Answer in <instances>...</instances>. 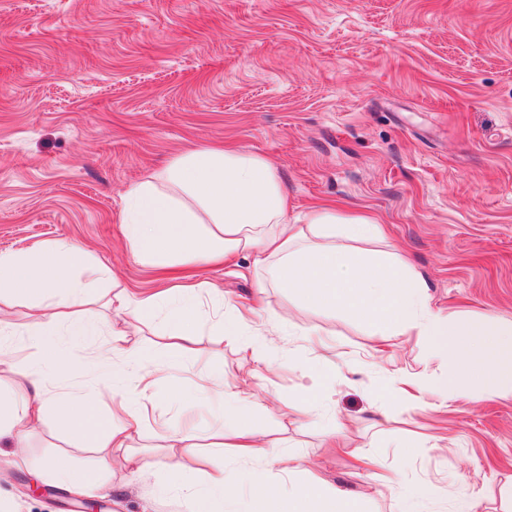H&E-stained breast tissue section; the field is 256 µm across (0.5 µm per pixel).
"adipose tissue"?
Segmentation results:
<instances>
[{"mask_svg": "<svg viewBox=\"0 0 512 512\" xmlns=\"http://www.w3.org/2000/svg\"><path fill=\"white\" fill-rule=\"evenodd\" d=\"M346 223L349 238L381 237L380 225L365 217L342 219L335 209L320 207L301 220L288 217V200L277 171L256 154L224 148L185 153L162 171L130 186L124 196L122 233L134 257L144 265L172 268L188 264H218L239 253H250L258 267L275 268L277 287L292 291L335 315L352 314L386 331L425 340L433 357L447 369L431 383L401 369L389 373L392 388L402 397L436 394L442 402L456 399L459 377L492 387L500 397H512V320L488 317L482 322L461 316L455 320L432 311L421 282L398 257L368 260L336 243V226ZM87 259L80 246L57 242L0 252V369L12 367L8 338L28 344L33 369L40 380L33 391L0 390V476L26 468L21 449L38 428L53 426L74 439L90 440L99 448L98 468L81 470L72 459L52 458L46 467L61 486L99 492L112 489V476L135 479L154 462L132 452L131 442L143 426L145 400L153 394L158 373L173 367L140 347L128 345L125 333L112 330L100 346L86 339L101 325L85 314L91 304L89 284L78 273ZM218 288L200 280L151 293L122 289L110 303L123 322L145 323L167 307L165 336L170 346L189 350L195 341L194 319L202 296H217ZM26 320L15 323L16 307ZM132 361L124 372L115 361ZM112 370L114 404L106 417L96 416L90 402L92 386L80 381L82 371ZM68 380L58 390V380ZM211 387L228 402L231 422H216L209 435L228 438L245 457L275 459L282 472L302 470L294 454L274 455L258 444L249 429L258 404L248 381L227 387L223 379ZM175 483L187 488L189 512H224L228 502L223 469L177 467ZM238 512H362L358 499L325 482L291 479L280 495L264 487L253 490Z\"/></svg>", "mask_w": 512, "mask_h": 512, "instance_id": "adipose-tissue-1", "label": "adipose tissue"}]
</instances>
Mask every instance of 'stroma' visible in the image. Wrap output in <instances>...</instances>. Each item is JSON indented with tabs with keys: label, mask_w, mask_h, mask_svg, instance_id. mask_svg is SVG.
<instances>
[{
	"label": "stroma",
	"mask_w": 512,
	"mask_h": 512,
	"mask_svg": "<svg viewBox=\"0 0 512 512\" xmlns=\"http://www.w3.org/2000/svg\"><path fill=\"white\" fill-rule=\"evenodd\" d=\"M224 143L276 168L289 216L329 206L366 212L385 236L350 241L371 258H408L435 311L512 318V0H0V251L49 241L90 254L79 271L97 284L159 288L121 233L124 193L189 147ZM194 276L224 292L203 298L197 337L167 399L160 375L133 445L153 470L113 483L104 512H187L172 469L193 464L164 447L160 426L201 434L213 414L198 387L206 372L228 385L253 380L258 439L279 440L316 478L360 496L366 512H502L512 486V399L463 381L459 397L398 400L375 351L376 326L332 316L281 288L258 294L268 269L239 255ZM243 315L263 350L247 359L222 318ZM398 366L427 375L442 363L414 336H394ZM333 385L306 403L310 375ZM300 423L281 426L289 405ZM372 448L363 466L350 454ZM64 433L26 443L29 469L0 482L24 512H77L89 493L43 477ZM239 496L276 489L277 467L235 449L208 452ZM399 474L404 502L384 492Z\"/></svg>",
	"instance_id": "35a3bbf8"
}]
</instances>
